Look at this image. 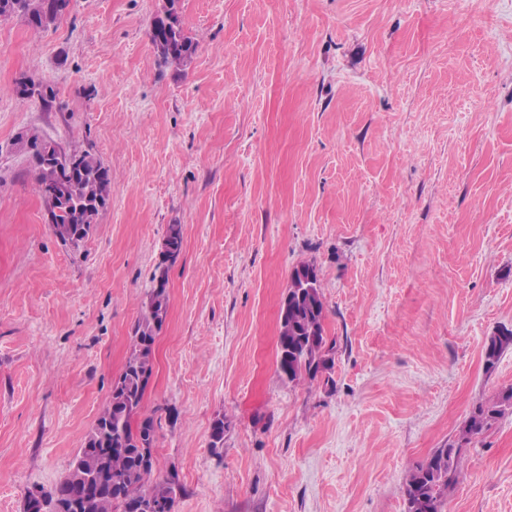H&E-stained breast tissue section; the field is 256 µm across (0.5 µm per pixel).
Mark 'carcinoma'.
<instances>
[{"label":"carcinoma","instance_id":"obj_1","mask_svg":"<svg viewBox=\"0 0 512 512\" xmlns=\"http://www.w3.org/2000/svg\"><path fill=\"white\" fill-rule=\"evenodd\" d=\"M177 0H168L164 12L169 19L167 35L151 23L150 40L164 63L181 66L195 54L197 44L185 34L178 19ZM69 0H0V17H23L35 30L57 23ZM17 92L46 104L53 91L40 82L19 83ZM80 156L81 172L69 179L70 195L80 207L55 205L52 230L61 242L66 236L58 225L73 224L85 239L100 210L106 207L105 189L110 187L108 171L90 151L70 146ZM55 170L35 166V189L44 195V186ZM154 286L146 296L131 336V349L120 375L112 382L110 400L85 436L82 448L54 489L41 495L35 512H172L182 485L176 477L149 483L155 464L154 418L142 413V405L153 373V345L168 311L166 268H159ZM326 307L318 276L310 264H300L291 272L287 295L279 308V336L276 362L280 375L290 383L315 379L332 369L336 342L325 334ZM512 345V329H499L485 342L482 361L485 371L496 369L501 354ZM512 412V387L472 408L457 441L435 449L407 475L403 486L405 512H444L445 497L461 476L460 460L465 445L491 421Z\"/></svg>","mask_w":512,"mask_h":512}]
</instances>
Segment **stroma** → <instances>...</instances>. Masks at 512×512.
<instances>
[{
  "instance_id": "stroma-1",
  "label": "stroma",
  "mask_w": 512,
  "mask_h": 512,
  "mask_svg": "<svg viewBox=\"0 0 512 512\" xmlns=\"http://www.w3.org/2000/svg\"><path fill=\"white\" fill-rule=\"evenodd\" d=\"M165 2L0 20V512L65 474L162 264L143 412L173 512H404L408 472L512 386V347L481 358L512 329V0H179L181 67L149 41ZM34 135L110 173L79 246L34 190ZM302 262L336 352L291 383L279 305ZM461 468L445 512H512V413ZM511 345L512 329H498L493 335L488 336L482 352V361L486 372L496 369L502 352Z\"/></svg>"
}]
</instances>
